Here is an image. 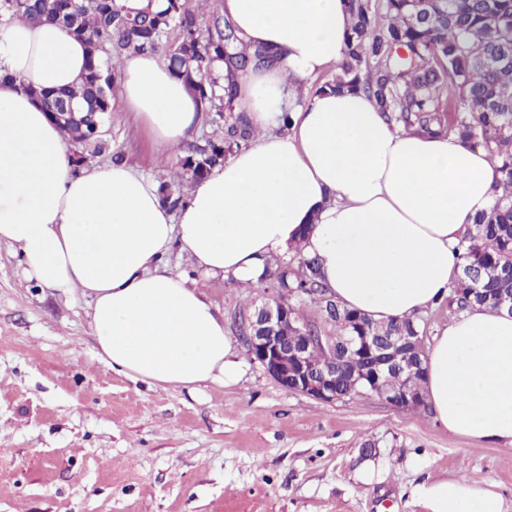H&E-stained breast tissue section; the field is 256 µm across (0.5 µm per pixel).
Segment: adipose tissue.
I'll list each match as a JSON object with an SVG mask.
<instances>
[{"mask_svg":"<svg viewBox=\"0 0 512 512\" xmlns=\"http://www.w3.org/2000/svg\"><path fill=\"white\" fill-rule=\"evenodd\" d=\"M219 8L243 42L281 60L239 74L236 106L259 135L175 212L126 164L75 169L61 131L28 95L76 84L85 42L51 21L0 19V241L18 246L26 277L89 297L92 334L113 370L184 388L236 380L243 363L211 302L165 266L173 246L201 273L253 286L297 246L317 258L344 307L378 322L414 318L447 296L455 248L500 179L486 148L390 127L365 95L297 102V84L344 55L345 0ZM120 74L126 109L162 154L199 127V101L157 54L126 56ZM424 392L444 429L512 446V315L450 314L428 353ZM415 493L428 512H503L497 492L463 479Z\"/></svg>","mask_w":512,"mask_h":512,"instance_id":"obj_1","label":"adipose tissue"}]
</instances>
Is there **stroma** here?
I'll return each instance as SVG.
<instances>
[{
  "instance_id": "obj_1",
  "label": "stroma",
  "mask_w": 512,
  "mask_h": 512,
  "mask_svg": "<svg viewBox=\"0 0 512 512\" xmlns=\"http://www.w3.org/2000/svg\"><path fill=\"white\" fill-rule=\"evenodd\" d=\"M108 128L125 164L160 182L224 133L204 117L165 159L120 102ZM169 266L223 315L236 381L188 390L112 370L88 298L27 279L0 242V512H427L414 488L457 477L494 483L512 512V446L374 396L329 404L283 389L237 327L268 292L204 277L177 249Z\"/></svg>"
}]
</instances>
